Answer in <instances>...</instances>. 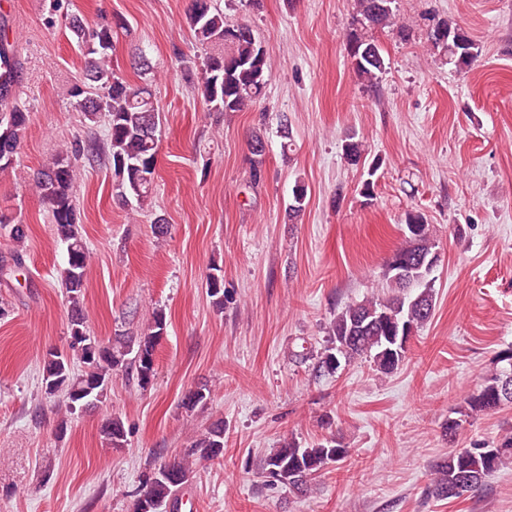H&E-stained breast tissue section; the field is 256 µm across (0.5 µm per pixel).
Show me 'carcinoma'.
Returning a JSON list of instances; mask_svg holds the SVG:
<instances>
[{
  "mask_svg": "<svg viewBox=\"0 0 512 512\" xmlns=\"http://www.w3.org/2000/svg\"><path fill=\"white\" fill-rule=\"evenodd\" d=\"M193 4L187 25L195 44L201 46L200 61L193 62L197 89L209 112H242L264 96L272 66L267 55L260 53L262 41L244 23L230 24L214 0ZM353 15L346 37L345 51L352 70L361 84L373 87L386 70L383 48L375 33L385 29L399 39L408 41L411 28L400 20L396 0H352ZM66 28L82 51L86 66L84 77L64 88L75 108L96 124L105 120L103 138L76 144L60 150L51 166L36 173L33 186L52 213L57 237L66 244L67 263L60 270L59 280L68 303L69 336L67 346L55 360L43 358L41 390L54 400L60 420L57 429L64 432L74 416L86 411L89 403L102 404L112 388V381L123 377L145 389L156 376L157 349L167 332L163 310L152 311L148 322L134 336L114 342L91 334L87 327L84 291L89 278L86 244L75 218L73 189L80 174L79 160L112 166L116 196L129 203L142 205L151 194L156 174L159 148L160 110L148 84H132L116 75L113 56L117 29L125 25L88 24L79 13L66 16ZM427 42L447 64L458 70L468 68L478 58L479 47L468 31L448 19L428 18ZM29 120V112L20 101L18 70L14 45L7 35L4 15L0 14V172L11 168L19 154L21 138ZM263 136L251 138V180L262 178V156L257 150ZM365 144L353 137L343 145V156L353 165L364 158ZM417 225V230L404 232V239L378 275L376 287L384 289L359 302L345 304L328 326L330 345L314 363L317 374L336 370V359L370 358L377 370L390 374L405 360L406 349L391 340L398 325L408 322L422 327L435 309L434 289L429 287L414 294L411 285L391 268L414 266L419 257L436 251V240L426 217L420 211H409L404 225ZM0 233L20 248L27 238L24 224L13 223L0 214ZM206 287L213 304L224 307L223 277L210 273ZM512 357L508 365L497 368L484 384L468 398V414L494 412L512 403ZM203 394L189 391L183 407L193 411L203 407L210 390ZM100 434L110 448H123L127 431L122 419L109 416ZM349 449L336 440L324 437L302 446L294 440L266 455L262 474L265 481L291 489L298 496L312 491L311 481L324 469L344 460ZM224 457V420L212 422L183 453L168 462L142 473L141 489L136 492L131 512H160L178 501L182 489L197 469ZM512 460V432L479 448H456L433 465L429 486L431 497L445 500L465 493L479 492L486 480Z\"/></svg>",
  "mask_w": 512,
  "mask_h": 512,
  "instance_id": "cac0c4a2",
  "label": "carcinoma"
}]
</instances>
